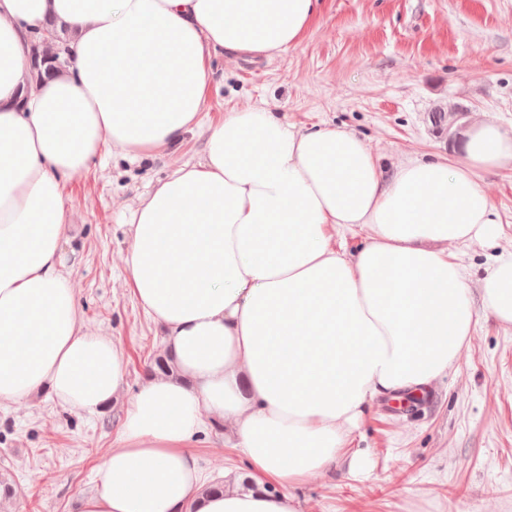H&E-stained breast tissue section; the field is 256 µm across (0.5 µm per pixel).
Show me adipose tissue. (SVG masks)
<instances>
[{"label":"adipose tissue","mask_w":512,"mask_h":512,"mask_svg":"<svg viewBox=\"0 0 512 512\" xmlns=\"http://www.w3.org/2000/svg\"><path fill=\"white\" fill-rule=\"evenodd\" d=\"M320 0H0V401L45 388L97 411L125 380L121 348L83 331L62 255L64 178L105 144L136 158L200 122L218 50L295 46ZM67 30L62 70L25 94L33 36ZM512 130L475 120L460 156L384 169L355 132L305 130L259 107L225 113L201 161L141 199L131 288L184 377L133 393L82 512H299L298 488L344 461L382 396L429 387L474 322L449 244L488 243L484 173ZM368 231L354 251L334 236ZM482 302L512 323V255ZM248 392H241V384ZM223 423L245 458L203 495L194 448Z\"/></svg>","instance_id":"adipose-tissue-1"}]
</instances>
